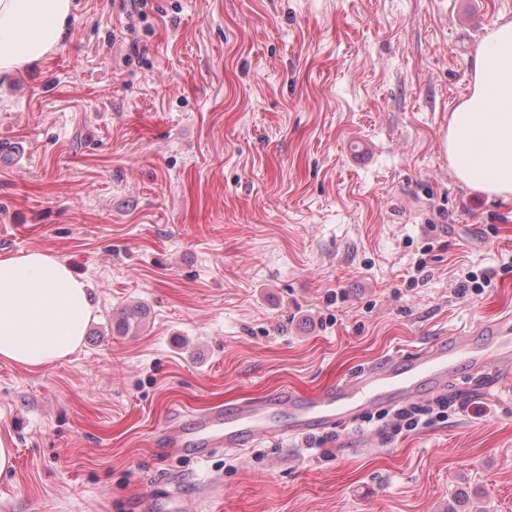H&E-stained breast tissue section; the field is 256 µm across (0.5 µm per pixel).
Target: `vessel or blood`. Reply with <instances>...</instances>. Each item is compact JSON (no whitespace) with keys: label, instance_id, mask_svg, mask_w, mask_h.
I'll list each match as a JSON object with an SVG mask.
<instances>
[{"label":"vessel or blood","instance_id":"1","mask_svg":"<svg viewBox=\"0 0 512 512\" xmlns=\"http://www.w3.org/2000/svg\"><path fill=\"white\" fill-rule=\"evenodd\" d=\"M464 368L512 369L511 315L427 342L406 354L386 355L315 395L285 386L231 407L175 416L163 433V444L204 458L214 449L242 448L264 438L343 430L366 413L446 391Z\"/></svg>","mask_w":512,"mask_h":512}]
</instances>
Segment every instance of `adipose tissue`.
I'll list each match as a JSON object with an SVG mask.
<instances>
[{"label": "adipose tissue", "instance_id": "ef3b65f1", "mask_svg": "<svg viewBox=\"0 0 512 512\" xmlns=\"http://www.w3.org/2000/svg\"><path fill=\"white\" fill-rule=\"evenodd\" d=\"M74 0H0V73L44 58ZM443 149L456 179L512 201V20L498 18L472 61L469 95L448 115ZM94 307L84 280L31 249L0 257V360L39 369L81 346Z\"/></svg>", "mask_w": 512, "mask_h": 512}]
</instances>
